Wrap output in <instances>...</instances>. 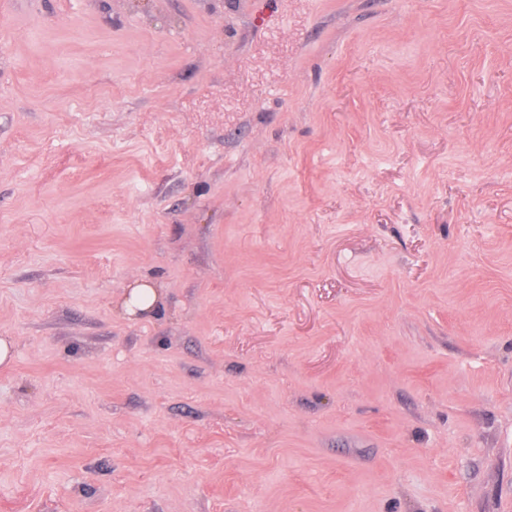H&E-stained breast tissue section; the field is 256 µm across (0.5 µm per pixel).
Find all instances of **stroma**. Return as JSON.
I'll list each match as a JSON object with an SVG mask.
<instances>
[{"label":"stroma","instance_id":"35a3bbf8","mask_svg":"<svg viewBox=\"0 0 512 512\" xmlns=\"http://www.w3.org/2000/svg\"><path fill=\"white\" fill-rule=\"evenodd\" d=\"M0 337V512H512V0H0ZM149 285H136L130 292V301L126 310L129 314L148 313L150 312L158 299L162 297V293Z\"/></svg>","mask_w":512,"mask_h":512}]
</instances>
